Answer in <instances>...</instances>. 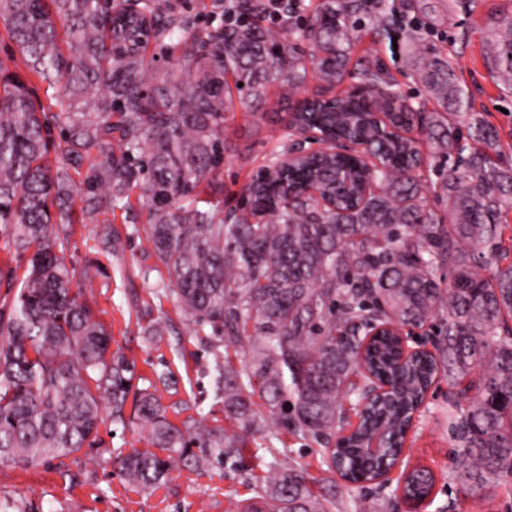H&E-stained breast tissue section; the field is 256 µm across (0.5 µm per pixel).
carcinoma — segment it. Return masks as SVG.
Segmentation results:
<instances>
[{"label":"carcinoma","instance_id":"carcinoma-1","mask_svg":"<svg viewBox=\"0 0 512 512\" xmlns=\"http://www.w3.org/2000/svg\"><path fill=\"white\" fill-rule=\"evenodd\" d=\"M262 0H230L229 21L201 34L168 0H0V40L27 71L57 90L48 112L18 75L0 67V237L26 258L22 276L0 270L11 297L0 311V464L21 469L91 448L105 421L136 424L157 448L117 454L124 478L145 491L164 484L175 462L203 470L242 457L245 436L192 417L177 425L157 391L133 384L136 365L111 349L100 320L65 262L63 225L91 224L108 210L131 209L139 190L148 209L147 238L164 270V293L197 335L248 348V363L224 360V415L247 433L283 425L339 457L341 479L383 487L413 414L439 375L455 388L473 373L463 401H448L452 439L460 449L454 480L475 496L512 476V259L502 217L512 208V166L494 162V130L474 112L455 69L435 58L417 78L440 110L426 113L402 98L380 67L364 72L367 90L315 97L284 120L288 142L305 125L337 139L363 141L368 168L345 153L318 151L277 170L289 147L272 153L224 211V119L234 111L225 74L246 87V105L280 84L290 98L312 75L343 82L353 31L364 17L390 38L395 0H322L315 18L284 33L262 25ZM66 40L60 43L57 26ZM310 45V65L301 45ZM160 48L148 54L149 46ZM494 78L512 88V20L496 41ZM389 112L404 133L376 135L373 113ZM433 153L455 157L440 184L442 214L425 208L429 184L414 127ZM96 150L101 161L76 185L50 153L76 162ZM496 261L491 278L473 270ZM448 269V286L438 272ZM441 317L433 354L398 359L392 336L367 340L377 325H423ZM390 391L347 426L343 400L362 396L373 378ZM264 399L255 408L253 396ZM434 472L415 465L402 497L431 496ZM291 464L265 481L248 512H333Z\"/></svg>","mask_w":512,"mask_h":512}]
</instances>
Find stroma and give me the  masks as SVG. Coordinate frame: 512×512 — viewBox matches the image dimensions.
Segmentation results:
<instances>
[{"label":"stroma","instance_id":"1","mask_svg":"<svg viewBox=\"0 0 512 512\" xmlns=\"http://www.w3.org/2000/svg\"><path fill=\"white\" fill-rule=\"evenodd\" d=\"M417 7L430 35L419 41V50L407 54L413 30L410 25L394 27L393 42H378L370 25L358 28L341 90L362 85L366 63L384 65L401 92L409 95L422 86L412 76L420 59H447L468 87L473 108L492 125L499 137L500 161L512 165V90L493 77L494 31L512 16V0H458L449 9L448 0H398L397 7ZM292 106L277 85H270L260 104L236 107L224 123V202L232 204L235 194L251 175L267 165L278 149L279 120ZM147 211L133 202L129 216H116L112 223L70 225L71 249L66 261L75 268L95 263L99 274L80 281L86 301L106 324L116 342L136 363L141 386L166 373L174 386L163 392L164 404H177L186 415L201 414L211 426L234 431L224 417L220 391V367L225 359L243 366V351L229 357L215 355L208 342L197 336L176 304L162 291L161 276L144 228ZM118 233L121 244L108 251V232ZM161 319L169 327L162 339L148 341L144 328L149 319ZM288 454L305 470L313 489L323 486L322 447L311 438L295 436L277 428ZM102 447L85 448L66 461L67 475L55 463L28 470L0 466V512H244L255 489L278 472L268 450L267 435L249 436L243 451L244 464L225 462L223 468L200 474L183 468L172 470L166 484L144 493L127 483L112 465L117 453L144 450L148 442L136 427L100 426ZM409 465L429 467L436 476L433 494L419 508L402 499L396 485L381 490H351L337 483L336 512H512V477L484 490L479 497H463L453 479L456 448L449 434L448 383L438 378L411 428L405 444Z\"/></svg>","mask_w":512,"mask_h":512}]
</instances>
